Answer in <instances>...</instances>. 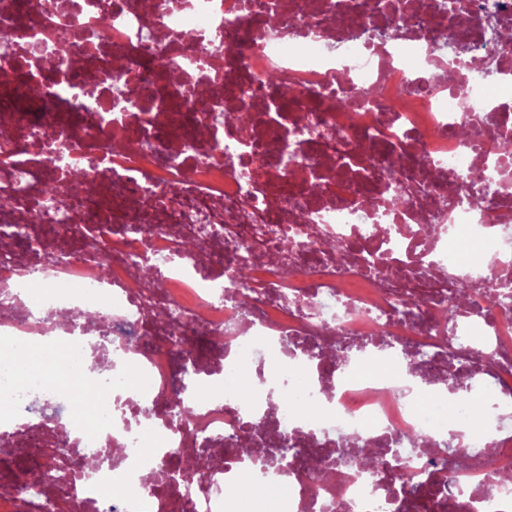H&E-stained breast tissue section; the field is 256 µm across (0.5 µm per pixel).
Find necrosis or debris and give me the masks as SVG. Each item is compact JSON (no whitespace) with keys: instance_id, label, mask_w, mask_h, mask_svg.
Returning a JSON list of instances; mask_svg holds the SVG:
<instances>
[{"instance_id":"necrosis-or-debris-1","label":"necrosis or debris","mask_w":512,"mask_h":512,"mask_svg":"<svg viewBox=\"0 0 512 512\" xmlns=\"http://www.w3.org/2000/svg\"><path fill=\"white\" fill-rule=\"evenodd\" d=\"M108 2L105 24L99 0H0V26L13 33L0 48V72L13 78L0 84V197L10 200L0 208V339L63 336L95 361L122 352L100 395L122 398L126 412L98 410L89 437L56 411L54 387L0 379V441L36 451L24 483L105 457L64 497L40 501L23 500L0 469V512H275L263 486L287 487L288 512H512V436L491 408L453 405L468 464L410 456L420 480L447 476L432 500L391 494L400 468L386 456L373 470L336 469L339 455L385 440L444 443L425 410L378 380L387 353H403L405 373L435 355L426 372L440 377L442 356L467 336L495 354L471 353L467 374L491 373L512 394V302L450 309L443 278L453 268L486 280L480 256L492 249L512 293V159L501 153L512 140V46L492 35L512 27V0H462L449 17L436 0ZM445 29L466 52L436 50ZM68 43L77 75L44 68V48ZM487 61L493 77L470 84L485 104L475 111L452 79ZM224 112L252 120L218 125ZM58 147L62 167L50 157ZM67 167L90 178L62 221L41 189ZM397 191L406 204L393 203ZM244 262L254 289L243 307L228 294ZM145 265L158 267V286L140 278ZM32 285L37 309L22 293ZM348 346L359 357L340 377L327 354ZM179 354L201 387L176 427ZM275 384L289 402H270ZM246 427L256 447L294 444L293 462L228 456L206 461L204 483L174 481L177 449L202 434L221 447ZM113 485L135 493L104 502Z\"/></svg>"}]
</instances>
